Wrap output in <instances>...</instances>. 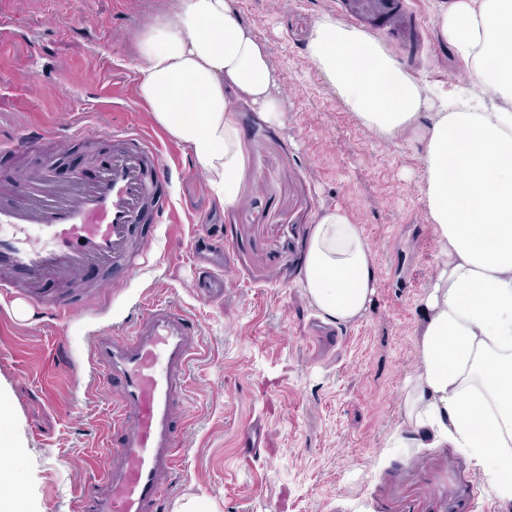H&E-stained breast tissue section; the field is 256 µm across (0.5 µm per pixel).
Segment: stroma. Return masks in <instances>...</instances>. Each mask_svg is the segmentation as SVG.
<instances>
[{
  "label": "stroma",
  "mask_w": 512,
  "mask_h": 512,
  "mask_svg": "<svg viewBox=\"0 0 512 512\" xmlns=\"http://www.w3.org/2000/svg\"><path fill=\"white\" fill-rule=\"evenodd\" d=\"M402 2L400 17L376 26L347 0H238L268 49L288 115L275 128L240 106L247 167L238 206H215L197 169L174 173L169 191L184 220L148 225L154 241L140 268L89 269L86 282L102 291L67 322L23 294H0V383L27 443L18 480L37 512H77L79 490L100 479L114 396L88 372L93 341L125 334L148 301L180 305L199 327L184 454L162 512L191 498L208 512H512L461 449L394 445L442 245L427 217L420 151L362 125L306 53L314 22L330 16L372 35L420 84L452 96L470 88L434 29L443 0ZM170 8L171 0H0V17L15 28L0 47V71L33 77L0 86V140L76 122L93 142L134 124L189 159L138 95V31ZM115 79L131 110L95 111L96 87ZM333 207L360 225L378 267L367 311L334 327L303 288L314 225ZM204 226L226 237L217 299L196 288L191 248ZM256 420L267 444L249 451L239 436Z\"/></svg>",
  "instance_id": "35a3bbf8"
}]
</instances>
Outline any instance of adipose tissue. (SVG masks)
<instances>
[{
	"label": "adipose tissue",
	"mask_w": 512,
	"mask_h": 512,
	"mask_svg": "<svg viewBox=\"0 0 512 512\" xmlns=\"http://www.w3.org/2000/svg\"><path fill=\"white\" fill-rule=\"evenodd\" d=\"M471 69L470 97L430 98L367 32L318 19L306 52L362 124L423 148L427 213L445 259L422 301V365L404 387L403 447L444 440L512 502V0H446L434 19ZM138 92L155 121L187 147L213 201L239 202L246 169L237 105L284 126L266 45L235 0H174L138 37ZM378 272L359 225L322 212L304 286L322 318L358 319ZM26 442L0 393V488L15 484Z\"/></svg>",
	"instance_id": "obj_1"
}]
</instances>
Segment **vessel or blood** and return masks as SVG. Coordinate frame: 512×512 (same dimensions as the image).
<instances>
[{
	"label": "vessel or blood",
	"mask_w": 512,
	"mask_h": 512,
	"mask_svg": "<svg viewBox=\"0 0 512 512\" xmlns=\"http://www.w3.org/2000/svg\"><path fill=\"white\" fill-rule=\"evenodd\" d=\"M77 127L38 131L0 142V154L22 153L36 140L64 149L84 138ZM105 155L95 157L92 177L74 174L58 183L52 167L23 169L0 183V291L24 288L39 307L59 318L77 308L62 302L64 288L80 287L85 272L139 268L150 251L138 224L173 218L176 208L163 184L171 156L159 140L139 128H112ZM205 293H224L222 269L204 268ZM199 334L196 321L180 306L145 303L126 336L95 339L90 368L117 392L108 437L111 463L102 479L84 489L79 512H158L169 497V474L180 453L178 411L187 388V366Z\"/></svg>",
	"instance_id": "vessel-or-blood-1"
}]
</instances>
